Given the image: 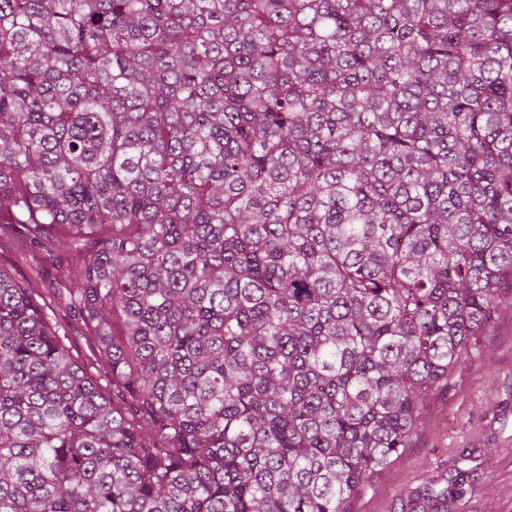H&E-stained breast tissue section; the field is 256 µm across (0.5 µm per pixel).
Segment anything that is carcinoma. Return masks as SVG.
I'll return each mask as SVG.
<instances>
[{"instance_id":"1","label":"carcinoma","mask_w":512,"mask_h":512,"mask_svg":"<svg viewBox=\"0 0 512 512\" xmlns=\"http://www.w3.org/2000/svg\"><path fill=\"white\" fill-rule=\"evenodd\" d=\"M0 512H351L512 301V0H0ZM0 264L21 279L30 281L44 297H49L52 288H56L55 280L51 276L42 272L34 263L15 257L8 248L0 251ZM68 340L66 345L68 347L70 356L79 365L89 366L93 372H97L92 366L93 358L92 353L94 343L89 336H82V333L69 331Z\"/></svg>"}]
</instances>
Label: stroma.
<instances>
[{
    "label": "stroma",
    "mask_w": 512,
    "mask_h": 512,
    "mask_svg": "<svg viewBox=\"0 0 512 512\" xmlns=\"http://www.w3.org/2000/svg\"><path fill=\"white\" fill-rule=\"evenodd\" d=\"M461 494L427 500V490ZM352 512H512V307L462 358L448 391L428 398L411 446L351 504Z\"/></svg>",
    "instance_id": "stroma-1"
}]
</instances>
